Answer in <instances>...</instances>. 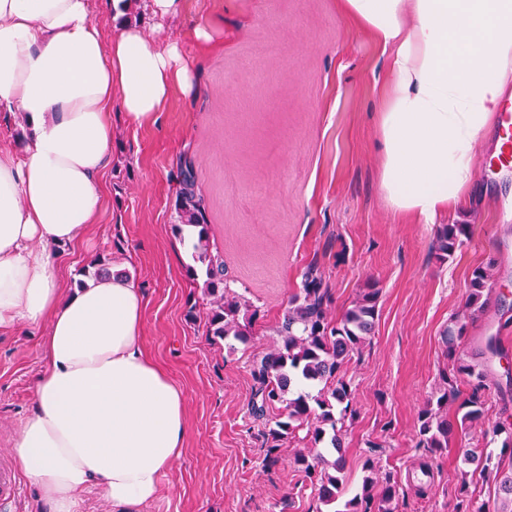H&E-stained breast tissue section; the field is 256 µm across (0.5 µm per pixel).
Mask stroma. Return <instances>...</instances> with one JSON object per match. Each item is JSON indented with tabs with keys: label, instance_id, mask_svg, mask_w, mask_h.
Masks as SVG:
<instances>
[{
	"label": "stroma",
	"instance_id": "1",
	"mask_svg": "<svg viewBox=\"0 0 512 512\" xmlns=\"http://www.w3.org/2000/svg\"><path fill=\"white\" fill-rule=\"evenodd\" d=\"M131 19L161 45L187 42L198 22L224 28L220 46L194 52L195 92L174 91L157 123L131 125L113 108L101 219L56 251L63 287H78L98 258L120 261L141 283L145 347L185 392L183 457L144 512H319L290 462L295 444L265 467L263 427L251 414L253 368L312 263L332 315L367 285L380 290L375 334L345 374L355 411L343 438L348 487L358 488L370 457L398 485L402 512H454L464 490L494 501L493 478L461 481L460 458L478 445L512 469L503 436L480 427L432 454L417 448L416 433L448 368L443 332L464 306L472 270L486 263L490 301L467 320L464 345L493 333L512 358V176H474L468 204L439 216L437 224L471 228L462 250L440 261L437 224L394 212L382 194L376 115L388 55L340 0H186L161 25L136 4ZM184 155L195 163L210 246L224 256L231 289L258 310L251 342L233 353L207 335L201 293L185 275L188 251L174 230ZM45 334H0V462L11 460L33 405ZM422 463L427 476L413 479Z\"/></svg>",
	"mask_w": 512,
	"mask_h": 512
}]
</instances>
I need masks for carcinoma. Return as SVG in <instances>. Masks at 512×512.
<instances>
[{
	"label": "carcinoma",
	"instance_id": "1",
	"mask_svg": "<svg viewBox=\"0 0 512 512\" xmlns=\"http://www.w3.org/2000/svg\"><path fill=\"white\" fill-rule=\"evenodd\" d=\"M197 173L192 161L184 158L179 165V192L176 198L179 224L175 231L197 234L192 243L193 263L185 265L186 276L202 290L206 300L207 335L223 341L230 351L235 343L246 344L254 335L257 310L252 303L231 294L224 274V257L213 253L209 244L208 219L195 186ZM470 234L468 224H442L436 230L435 250L444 261L455 256ZM490 287L485 267L475 268L468 282L465 314L484 311ZM379 289L365 288L342 315L329 318L330 293L318 269L308 267L301 291L294 295L283 320L276 326V339L267 348L253 370L257 387L251 410L264 420L263 442L266 464L279 462L280 451L296 439L303 449L295 453L293 464L303 480L317 491L319 501L327 506L344 495L346 458L343 436L347 412L351 411V389L343 368L352 355L374 334L378 317ZM465 323L453 320L443 336L451 368L442 375L443 389L437 398H428L419 413L417 447L440 452L460 431L484 425L488 419L486 392L499 388L491 383V364L500 355V338L488 336L471 356H457L464 339ZM470 386L461 396L458 383ZM456 405L454 412L449 406ZM282 412L271 415L276 408ZM304 436H299L300 431ZM492 432L506 434L504 447H512V397L503 403L501 416ZM460 500L455 512H512V470L504 472L492 464V453L466 449L462 454ZM494 474L498 480V500L478 502L468 495V468ZM366 475L352 497L335 512H398L399 489L390 478L379 479L377 462L363 463Z\"/></svg>",
	"mask_w": 512,
	"mask_h": 512
}]
</instances>
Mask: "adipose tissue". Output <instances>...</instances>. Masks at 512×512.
I'll use <instances>...</instances> for the list:
<instances>
[{
  "label": "adipose tissue",
  "instance_id": "obj_1",
  "mask_svg": "<svg viewBox=\"0 0 512 512\" xmlns=\"http://www.w3.org/2000/svg\"><path fill=\"white\" fill-rule=\"evenodd\" d=\"M389 52L377 113L380 187L430 223L463 203L473 150L512 80V0H343ZM93 0H0V109L21 112L22 152L0 150V332L48 322L46 365L12 452L50 512L98 491L142 512L184 454L185 394L143 346L147 305L131 278L61 287L55 248L103 209L110 114L157 122L191 93L193 57L125 23L105 36Z\"/></svg>",
  "mask_w": 512,
  "mask_h": 512
}]
</instances>
